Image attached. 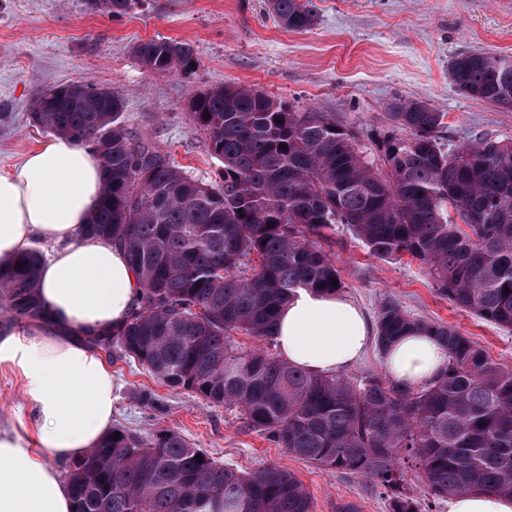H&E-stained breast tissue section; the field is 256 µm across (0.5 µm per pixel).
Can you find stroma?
<instances>
[{
  "instance_id": "obj_1",
  "label": "stroma",
  "mask_w": 512,
  "mask_h": 512,
  "mask_svg": "<svg viewBox=\"0 0 512 512\" xmlns=\"http://www.w3.org/2000/svg\"><path fill=\"white\" fill-rule=\"evenodd\" d=\"M314 2L316 24L297 33L282 27L266 0H143L119 18L92 12L86 0H0V169L49 140L31 117L42 92L76 82L118 92L128 131L205 180L220 163L189 103L224 83L257 87L369 133L389 129L392 99H420L443 112L446 147L479 135L512 140V109L465 97L448 76L449 62L468 50L512 56V0ZM156 37L189 44L196 72L159 74L143 66L133 47ZM326 250L342 294L369 317L383 299H394L414 317L454 326L512 369V334L455 308L423 264L378 259L342 228ZM111 363L118 381L113 426L141 437L174 431L243 472L283 465L305 486L311 512H336L346 501L358 502L361 512H388L387 496L369 482L289 456L246 427L239 410L172 390L132 359L115 355ZM146 394L151 403L143 402ZM28 413L20 379L0 365V427L18 426Z\"/></svg>"
}]
</instances>
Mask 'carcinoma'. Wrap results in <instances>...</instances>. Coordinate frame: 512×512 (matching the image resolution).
Returning a JSON list of instances; mask_svg holds the SVG:
<instances>
[{
	"label": "carcinoma",
	"mask_w": 512,
	"mask_h": 512,
	"mask_svg": "<svg viewBox=\"0 0 512 512\" xmlns=\"http://www.w3.org/2000/svg\"><path fill=\"white\" fill-rule=\"evenodd\" d=\"M92 2L93 11L118 17L138 0ZM268 8L290 31L317 21L313 0H268ZM134 54L162 74L190 76L198 63L190 45L172 39L141 41ZM449 74L466 97L497 105L512 95L511 57L464 52ZM84 88L79 101L44 91L33 122L92 148L104 189L88 231L122 246L144 283L125 326L91 345L109 356L119 350L176 390L240 410L247 427L298 460L366 478L385 489L390 512H424L404 491L408 458L434 502L468 492L512 497V369L460 330L415 318L393 299L380 303L379 355L410 332L448 353L445 369L420 388L371 369L311 374L266 349L297 290L338 291L323 248L338 224L382 260L424 264L455 307L512 332L511 140L478 137L448 150L443 113L395 98L388 116L403 135L380 137L378 164L362 129L224 84L189 104L222 163L206 181L133 138L119 94ZM41 256L35 249L0 270L1 315L43 319ZM239 334L256 346L241 347ZM69 484L73 512H311L287 467L243 473L171 430L144 438L112 429L69 465Z\"/></svg>",
	"instance_id": "cac0c4a2"
}]
</instances>
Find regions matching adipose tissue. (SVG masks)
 I'll list each match as a JSON object with an SVG mask.
<instances>
[{
	"label": "adipose tissue",
	"mask_w": 512,
	"mask_h": 512,
	"mask_svg": "<svg viewBox=\"0 0 512 512\" xmlns=\"http://www.w3.org/2000/svg\"><path fill=\"white\" fill-rule=\"evenodd\" d=\"M101 192L96 155L69 138H52L0 171V268L37 243L52 247L39 278L44 320H0V364L19 374L29 406L27 424L0 430V512H72L59 467L112 429V366L86 338L121 327L143 282L121 247L87 232ZM372 343L367 314L337 293L298 290L275 328L279 358L323 376L350 370ZM447 363L422 333L402 337L383 359L393 383L414 388Z\"/></svg>",
	"instance_id": "1"
}]
</instances>
